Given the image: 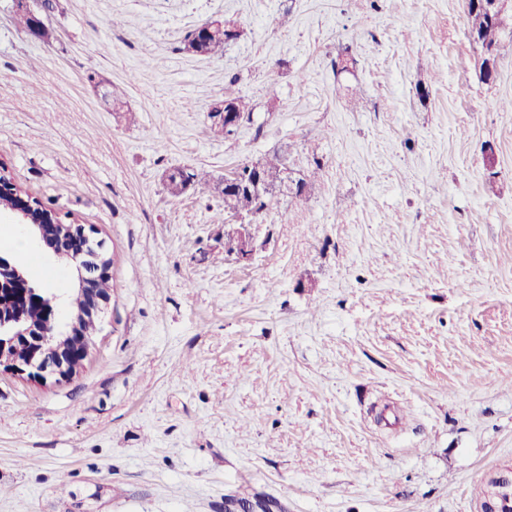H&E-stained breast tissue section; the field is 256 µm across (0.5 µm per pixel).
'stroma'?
<instances>
[{"instance_id": "35a3bbf8", "label": "stroma", "mask_w": 512, "mask_h": 512, "mask_svg": "<svg viewBox=\"0 0 512 512\" xmlns=\"http://www.w3.org/2000/svg\"><path fill=\"white\" fill-rule=\"evenodd\" d=\"M218 18L222 55L183 51ZM0 0V162L96 228L112 291L71 378L0 373V512H478L512 468V32L464 0ZM350 52V72L334 62ZM236 88L235 134L210 108ZM129 117L112 112L104 86ZM287 148L250 265L169 171ZM31 2H36L32 0H14V7L19 12L27 13L30 18V24L29 26L24 29L27 35H29L31 38L47 42L51 40L53 37V31L48 25L45 15L49 10L45 9L40 4V9H34L31 7ZM38 3V2H36ZM29 18L25 14H18L17 17V23L21 27H26L29 23ZM469 21L470 40L480 49L481 54L494 53L497 55L500 35L504 29L498 24H504L506 14L512 13L511 0H482L480 5L489 20L473 9V0H465ZM492 21V22H491ZM498 23V24H496ZM495 55V57H496ZM231 85L232 82H230L229 85L224 86V100H230L234 104L236 112L232 110L228 102L224 101L220 105L213 107L208 116L210 122L220 127H224V130H217L211 126L210 130L214 133L231 135L240 126H242L243 123H245L244 121L247 120L248 117H250L251 110L241 97L236 96L235 92L230 87ZM239 112H242L248 117Z\"/></svg>"}]
</instances>
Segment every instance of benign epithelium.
Listing matches in <instances>:
<instances>
[{"label":"benign epithelium","instance_id":"benign-epithelium-1","mask_svg":"<svg viewBox=\"0 0 512 512\" xmlns=\"http://www.w3.org/2000/svg\"><path fill=\"white\" fill-rule=\"evenodd\" d=\"M32 0H14L19 12L28 14L25 29L31 38L47 42L53 37L45 15L47 9H34ZM490 21L502 24L512 13V0H480ZM224 32L240 36L239 27L224 20L207 21L194 29L191 40L200 44ZM209 120L233 134L247 116L235 112L223 102L209 112ZM0 196L10 197L7 212L37 243L58 260L64 259L72 268V285L62 295H51L49 308L35 321L29 311L38 291L30 285L28 273L0 256V372L34 381L56 382L69 379L77 372L71 365L76 354L88 355L92 337L82 326L94 319L99 302L107 296L93 287L94 282L110 275V267L102 244L94 237L93 227L82 224L50 222L45 216L52 211L0 174ZM258 215L240 213L224 222V257L236 264L248 265L254 259L258 232Z\"/></svg>","mask_w":512,"mask_h":512}]
</instances>
